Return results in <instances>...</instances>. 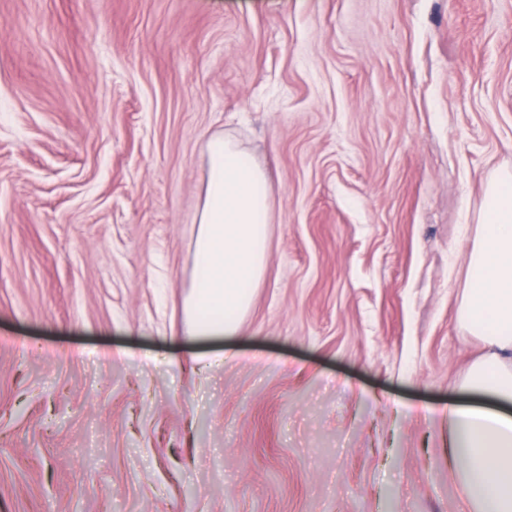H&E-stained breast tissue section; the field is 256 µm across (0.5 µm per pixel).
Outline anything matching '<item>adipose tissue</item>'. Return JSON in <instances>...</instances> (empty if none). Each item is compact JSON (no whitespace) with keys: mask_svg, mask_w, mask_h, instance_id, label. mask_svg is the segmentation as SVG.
I'll return each mask as SVG.
<instances>
[{"mask_svg":"<svg viewBox=\"0 0 512 512\" xmlns=\"http://www.w3.org/2000/svg\"><path fill=\"white\" fill-rule=\"evenodd\" d=\"M207 153L185 333L218 338L236 331L261 277L269 186L264 172L233 140L211 137ZM467 280L459 322L482 339L487 352L470 367L463 386L497 406H449V444L473 512H512L511 174L489 188Z\"/></svg>","mask_w":512,"mask_h":512,"instance_id":"1","label":"adipose tissue"}]
</instances>
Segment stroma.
I'll use <instances>...</instances> for the list:
<instances>
[{"label": "stroma", "instance_id": "stroma-1", "mask_svg": "<svg viewBox=\"0 0 512 512\" xmlns=\"http://www.w3.org/2000/svg\"><path fill=\"white\" fill-rule=\"evenodd\" d=\"M219 134L271 224L199 339ZM505 173L512 0H0V512H466L446 410Z\"/></svg>", "mask_w": 512, "mask_h": 512}]
</instances>
